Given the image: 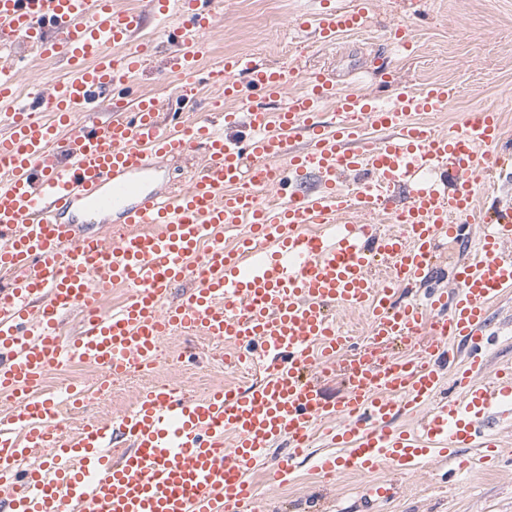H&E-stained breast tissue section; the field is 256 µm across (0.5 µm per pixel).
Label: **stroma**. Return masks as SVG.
I'll return each mask as SVG.
<instances>
[{"instance_id":"stroma-1","label":"stroma","mask_w":512,"mask_h":512,"mask_svg":"<svg viewBox=\"0 0 512 512\" xmlns=\"http://www.w3.org/2000/svg\"><path fill=\"white\" fill-rule=\"evenodd\" d=\"M363 7L364 29L324 43L300 29L306 17L329 9ZM405 27L414 44L405 52L394 38ZM152 51L138 78L140 92L167 101L171 46L161 32L144 33ZM209 50L202 73L222 67L225 57L249 53L270 67L290 72L289 93L305 90L308 74L321 72L337 93L357 90L378 104L390 102L397 86L453 87L447 107L426 114L438 133L461 127L473 113L497 110L504 139L512 141V0H221L219 15L206 36ZM499 339L490 367L512 362V293L492 310ZM285 445L269 450L266 466L251 470L256 488L273 512H306L318 498L332 512H512V464L474 469L446 482L451 460L433 458L398 479L394 496L376 501L365 496L372 474L345 472L324 483L310 464H302L287 482L272 473L286 455Z\"/></svg>"}]
</instances>
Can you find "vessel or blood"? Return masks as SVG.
I'll return each instance as SVG.
<instances>
[{"mask_svg":"<svg viewBox=\"0 0 512 512\" xmlns=\"http://www.w3.org/2000/svg\"><path fill=\"white\" fill-rule=\"evenodd\" d=\"M217 0H150V13L117 0H0V393L11 406L0 422V512H265L245 471L273 444L288 453L276 472L286 480L314 460L330 477L388 467L392 479L373 486L393 494L395 475L431 455L458 468L491 467L500 453L488 429L492 414L512 404V364L479 382L486 366L491 305L512 289V209L475 210L474 170L494 174L505 149L498 115L487 109L463 129L439 134L415 122L438 112L448 86L399 90L390 107L356 92L333 112L320 102L333 87L309 76L310 89L277 112L256 96L285 95L288 73L251 55L226 57V94L241 109L222 119L195 113L168 122L155 98L130 97L124 85L150 54L134 44L147 15L176 14L167 67L179 100L199 80L206 33ZM364 9H330L313 21L321 42L361 28ZM66 61L69 73L14 96L20 54ZM247 125L249 136L232 132ZM384 130L382 141L364 125ZM306 147H291L297 136ZM203 146L204 164L183 190L154 182L155 161ZM353 172L360 188L339 185ZM315 177L314 187L287 192L289 180ZM286 192L262 205L266 184ZM403 185L395 207L402 232L359 223ZM127 228L113 240L63 222L76 206ZM476 213L484 231L457 266L453 289L430 284L441 239L458 237V215ZM247 230L234 247L225 228ZM325 233L310 238L306 226ZM190 284L188 293L174 290ZM115 287L127 297L112 314L102 299ZM366 312L371 340L347 334L335 309ZM86 311L79 336L61 334L62 317ZM229 342V364L258 366L243 385L215 386L185 397L169 386L137 393L119 417L85 419L73 430L57 423L61 403L80 409L82 385L65 400L45 395L46 376L73 361L98 369L99 391L126 377L175 334ZM430 337L417 345L420 334ZM464 365H456L458 354ZM455 367L441 374L440 364ZM332 369L344 389L328 393ZM419 430L396 427L401 416ZM340 456H314L315 429ZM464 447L475 455L460 456ZM50 450L48 462L21 457Z\"/></svg>","mask_w":512,"mask_h":512,"instance_id":"obj_1","label":"vessel or blood"}]
</instances>
